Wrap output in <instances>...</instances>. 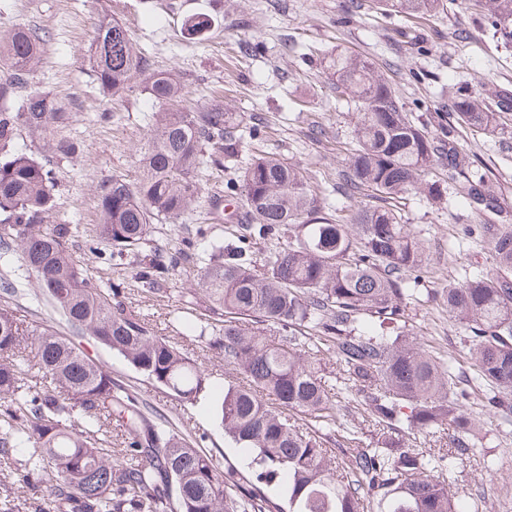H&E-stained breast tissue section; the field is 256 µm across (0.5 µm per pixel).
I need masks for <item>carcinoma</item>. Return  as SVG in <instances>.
<instances>
[{
  "label": "carcinoma",
  "mask_w": 512,
  "mask_h": 512,
  "mask_svg": "<svg viewBox=\"0 0 512 512\" xmlns=\"http://www.w3.org/2000/svg\"><path fill=\"white\" fill-rule=\"evenodd\" d=\"M502 47L512 44V0H463ZM449 0H349V16L372 10L407 19H439ZM42 37L30 28L0 36V98L28 83ZM89 65L99 89L114 95L135 77L164 110L152 115L140 177L121 176L97 194L101 223L93 240L123 259L148 241L153 225L175 221L201 195L195 174L239 154L245 117L220 107L183 112L184 91L168 74L145 75L142 57L116 19L96 27ZM336 92L356 109L353 145L339 185L369 202L344 213L310 188L302 172L262 149L229 184L248 223L238 244L201 261L198 287L207 318L200 335L236 378L224 382L218 417L224 437L250 456V489L237 472L195 448L168 421L148 419L103 364L78 346L88 339L126 360L149 382L185 401L205 391L209 374L129 311L118 284L102 285L72 256L75 224H54L55 173L15 147L19 132L43 149L74 158L76 143L59 135L72 115L57 98L33 90L18 109L0 108V258L18 256L0 282V455L22 456L17 482L45 491L53 512H460L443 470L450 455L478 447L482 428L468 412L472 396L512 414V224H480L494 267L440 294L469 342V372L410 338V305L420 294L425 241L404 223L398 199L414 193L439 205L453 185L477 215H500L493 186L459 148L455 128L494 136L512 112V91L485 96L455 88L449 112L431 131L415 120L390 77L366 55L341 50L332 59ZM288 233L270 245L263 272L247 252L255 239ZM178 265L161 253L139 263L141 291L153 293ZM36 275L45 301L70 332L23 327L25 281ZM336 365L332 373L325 358ZM36 368L58 395L29 392ZM360 397L377 439L362 447L341 412ZM307 419L301 424L294 419ZM117 421L125 448H112ZM344 449L334 461L325 433ZM430 433L438 452L408 446Z\"/></svg>",
  "instance_id": "cac0c4a2"
}]
</instances>
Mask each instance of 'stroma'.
Segmentation results:
<instances>
[{
    "mask_svg": "<svg viewBox=\"0 0 512 512\" xmlns=\"http://www.w3.org/2000/svg\"><path fill=\"white\" fill-rule=\"evenodd\" d=\"M344 0H0V35L18 27L44 33L40 56L27 86L10 98L19 106L29 89L37 87L68 104L73 119L66 136L77 139L74 159L50 157L58 174L54 224H76L73 257L98 276L108 252L98 243L90 253L86 237L98 221L97 191L113 175L135 181L139 157L149 134V116L156 109L141 80L123 92L99 91L87 63L97 24L115 18L130 31L149 73H176L184 87L186 109L219 106L245 113L257 123L256 136H244L243 154L252 147L280 155L298 167L308 184L330 189L333 206L354 208L365 198L333 193L336 176L346 164L352 144L355 106L339 97L330 80L327 59L337 48L370 55L389 69L402 100L419 120L437 126L457 84L475 90L512 89V47L497 46L490 32L471 22L462 8L426 22L418 32L426 54L412 53L400 36L405 20L362 13L341 18ZM195 14L211 19L202 36L188 34L185 23ZM468 33L466 40L455 30ZM457 144L471 151L486 172L502 207L512 212V131L491 137L464 129L454 133ZM199 200L178 220L154 226V246L178 255L180 261L159 291L146 295L132 280L136 264L124 259L108 275L125 282V302L153 332L169 340L211 375L210 395L191 404L171 396L139 375L123 358L86 343V350L105 365L115 382L135 392L145 413L157 412L189 435L198 448L248 475L240 449L224 438L212 397L224 386V364L205 339L187 332L176 319L189 302L201 301L195 271L198 260L214 245L236 242L237 221L217 220L211 213L212 194H226L223 170L199 173ZM406 223L424 238L427 265L423 290L410 309L411 333L420 344L463 358L467 342L459 327L433 295L449 281L488 271L493 252L488 242L466 236L478 223L462 199L449 197L431 205L409 194L401 202ZM471 415L486 433L473 454L451 457L452 476L465 512H512V429L478 404Z\"/></svg>",
    "mask_w": 512,
    "mask_h": 512,
    "instance_id": "35a3bbf8",
    "label": "stroma"
}]
</instances>
